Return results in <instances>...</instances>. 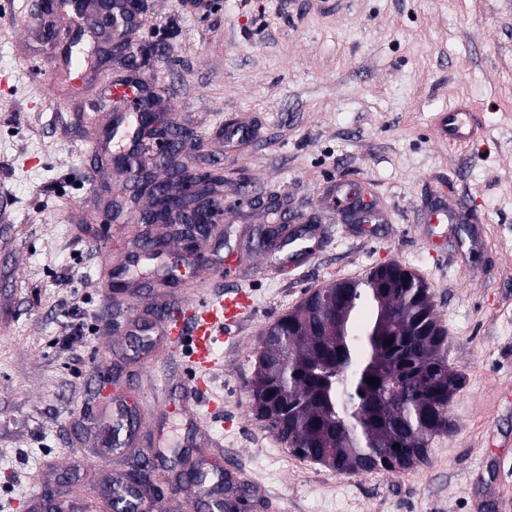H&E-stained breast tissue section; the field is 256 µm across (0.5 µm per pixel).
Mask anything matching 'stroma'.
<instances>
[{"mask_svg":"<svg viewBox=\"0 0 512 512\" xmlns=\"http://www.w3.org/2000/svg\"><path fill=\"white\" fill-rule=\"evenodd\" d=\"M127 32L156 48L136 73L111 55L86 79L58 71L49 98L28 69L22 42L0 34V512H29L52 493H102L98 412L166 414L169 445L153 469L137 453L112 458L129 479L149 471L156 502L184 435L177 400L184 359L160 355L128 332L129 310L163 303L166 281L112 288L111 264L130 253L150 195L123 200L125 175L91 168L112 114L103 78L146 82L165 121L190 129L198 146L179 160L224 171L223 221L187 241L156 233L167 258L182 259L184 286L208 279L223 290L220 261L247 250L242 286L250 310L219 345L208 403L196 405L222 456L196 452L186 466L221 472L233 462L251 487L223 482L225 512H512V0H144ZM474 108L483 137L471 148L438 141L434 113ZM249 124L248 140L224 130ZM95 171V185L85 182ZM346 184L387 214L371 235L331 208L330 187ZM278 195L280 207L264 206ZM459 195L483 225L453 239L427 238L421 214L434 195ZM122 201V223L100 221L104 198ZM323 225L315 260L261 238L299 219ZM395 261L422 276L447 332L444 356L466 381L449 406L452 433L429 440L426 463L397 474L341 476L298 458L247 414L254 351L264 330L308 293L358 279ZM77 301L75 317L63 303ZM107 325L101 335L99 325ZM151 387L135 388L143 366Z\"/></svg>","mask_w":512,"mask_h":512,"instance_id":"obj_1","label":"stroma"}]
</instances>
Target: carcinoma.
Here are the masks:
<instances>
[{"label": "carcinoma", "mask_w": 512, "mask_h": 512, "mask_svg": "<svg viewBox=\"0 0 512 512\" xmlns=\"http://www.w3.org/2000/svg\"><path fill=\"white\" fill-rule=\"evenodd\" d=\"M444 346L429 286L389 262L317 289L268 327L247 412L338 475L400 473L426 460L431 436L452 432L465 377Z\"/></svg>", "instance_id": "obj_1"}]
</instances>
